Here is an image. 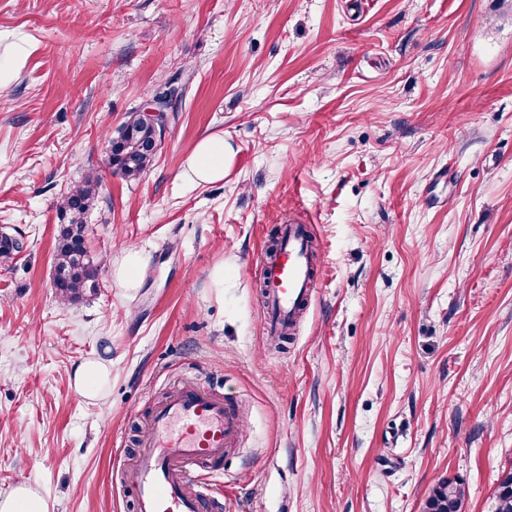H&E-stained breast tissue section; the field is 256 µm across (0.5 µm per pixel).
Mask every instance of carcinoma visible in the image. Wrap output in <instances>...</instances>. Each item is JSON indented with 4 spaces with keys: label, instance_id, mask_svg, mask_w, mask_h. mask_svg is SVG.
<instances>
[{
    "label": "carcinoma",
    "instance_id": "cac0c4a2",
    "mask_svg": "<svg viewBox=\"0 0 512 512\" xmlns=\"http://www.w3.org/2000/svg\"><path fill=\"white\" fill-rule=\"evenodd\" d=\"M164 100L182 96L181 74L166 79L155 90ZM144 109L127 113L126 120L112 138L105 156V165L125 180H136L153 167L160 150V126L147 120ZM101 176L96 171L63 196L59 212L67 219L61 225L54 255L53 288L64 302H75L99 288V260L84 242V214L98 197ZM23 241L4 235L0 240V256L8 258L23 250ZM466 490L458 481H443L423 504V512H463ZM495 512H512V468L502 471L494 489Z\"/></svg>",
    "mask_w": 512,
    "mask_h": 512
}]
</instances>
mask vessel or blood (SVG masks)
<instances>
[{
  "label": "vessel or blood",
  "instance_id": "1",
  "mask_svg": "<svg viewBox=\"0 0 512 512\" xmlns=\"http://www.w3.org/2000/svg\"><path fill=\"white\" fill-rule=\"evenodd\" d=\"M312 245L302 225L286 224L276 257L260 262L268 285L269 327L278 332L312 293ZM243 433L235 406L183 381L152 411L125 481L138 512H204L224 453Z\"/></svg>",
  "mask_w": 512,
  "mask_h": 512
}]
</instances>
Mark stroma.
Here are the masks:
<instances>
[{"mask_svg":"<svg viewBox=\"0 0 512 512\" xmlns=\"http://www.w3.org/2000/svg\"><path fill=\"white\" fill-rule=\"evenodd\" d=\"M0 493L49 512H135L121 475L185 379L244 422L212 512H422L440 481L494 512L512 467V0H0ZM182 71L153 168L105 169L127 112ZM224 137V180L188 156ZM97 292L52 286L62 196ZM308 225L315 291L271 347L256 265ZM147 265L118 287L130 247ZM224 270L223 289L211 274ZM109 363L106 396L71 380ZM185 180L192 184H211L224 180V137L205 136L186 162ZM71 379L75 392L82 399L95 402L105 397L111 374L104 360L88 358L74 368ZM1 512H48L47 501L28 483L20 482L0 494Z\"/></svg>","mask_w":512,"mask_h":512,"instance_id":"stroma-1","label":"stroma"}]
</instances>
